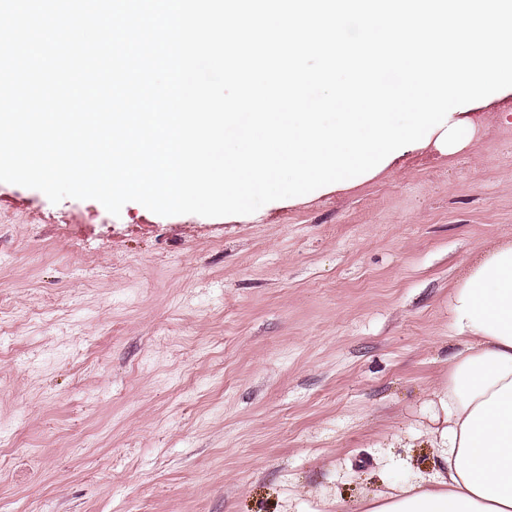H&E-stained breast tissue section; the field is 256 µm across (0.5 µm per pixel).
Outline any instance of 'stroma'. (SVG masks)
<instances>
[{
    "mask_svg": "<svg viewBox=\"0 0 512 512\" xmlns=\"http://www.w3.org/2000/svg\"><path fill=\"white\" fill-rule=\"evenodd\" d=\"M471 115L236 217L0 182V512H360L430 471L448 296L512 237V95Z\"/></svg>",
    "mask_w": 512,
    "mask_h": 512,
    "instance_id": "1",
    "label": "stroma"
}]
</instances>
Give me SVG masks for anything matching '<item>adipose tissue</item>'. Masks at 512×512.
Listing matches in <instances>:
<instances>
[{
	"mask_svg": "<svg viewBox=\"0 0 512 512\" xmlns=\"http://www.w3.org/2000/svg\"><path fill=\"white\" fill-rule=\"evenodd\" d=\"M448 323L460 348L432 392L436 466L388 484L362 512H512V239L470 264Z\"/></svg>",
	"mask_w": 512,
	"mask_h": 512,
	"instance_id": "adipose-tissue-1",
	"label": "adipose tissue"
}]
</instances>
